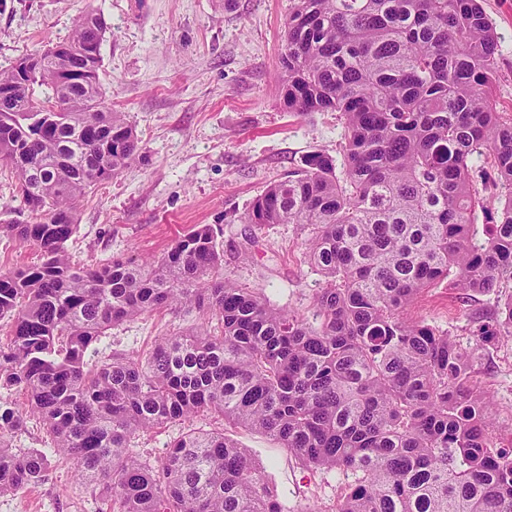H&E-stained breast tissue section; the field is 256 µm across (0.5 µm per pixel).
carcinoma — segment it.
<instances>
[{"instance_id": "carcinoma-1", "label": "carcinoma", "mask_w": 512, "mask_h": 512, "mask_svg": "<svg viewBox=\"0 0 512 512\" xmlns=\"http://www.w3.org/2000/svg\"><path fill=\"white\" fill-rule=\"evenodd\" d=\"M107 23L86 14L67 39L69 83L51 49L0 100V165L27 220L1 224L39 261L0 271V494L45 482L47 456L13 448L36 415L81 481L113 512H286L248 451L190 430L154 467L130 448L141 431L213 413L258 430L306 466L350 478L333 512H512V448L490 436V403L448 335L405 311L454 274L467 292L512 288V117L497 108V37L480 0H292L277 86L299 115L336 112V160L313 154L268 185L242 224H302L325 279L318 324L211 276L224 253L200 224L158 260L75 262V202L139 157L100 79ZM47 96L39 100L35 88ZM490 172L474 171L473 155ZM493 188L486 239L473 240L479 189ZM194 305L219 330L164 338L147 359L90 365L112 327ZM512 336V296L480 327ZM19 393L22 407L12 399Z\"/></svg>"}]
</instances>
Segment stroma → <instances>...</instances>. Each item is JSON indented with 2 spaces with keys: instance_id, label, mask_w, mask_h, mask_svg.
I'll use <instances>...</instances> for the list:
<instances>
[{
  "instance_id": "stroma-1",
  "label": "stroma",
  "mask_w": 512,
  "mask_h": 512,
  "mask_svg": "<svg viewBox=\"0 0 512 512\" xmlns=\"http://www.w3.org/2000/svg\"><path fill=\"white\" fill-rule=\"evenodd\" d=\"M497 39L496 100L512 114V0H481ZM291 0H0V66L68 39L85 14H101L108 31L100 74L106 100L134 126L141 157L112 181L76 201L78 225L67 248L75 259L161 257L197 224H217L224 261L216 277L264 295L313 321L323 277L308 264V231L299 224L257 228L238 223L271 182L303 168L314 153L338 156L345 128L335 113L298 116L284 109L276 76ZM504 293H471L447 278L425 289L414 319L448 333L472 360L471 384L491 398L492 441L512 448V337L485 341L480 325ZM193 307L144 313L112 328L99 358H147L155 343L214 325ZM222 432L251 453L291 512H329L346 487L335 469L309 470L267 435L213 414L138 434L135 454L160 462L188 430ZM14 443L44 451L51 472L42 484L0 494V512H112L106 490L77 480L74 463L30 419Z\"/></svg>"
}]
</instances>
